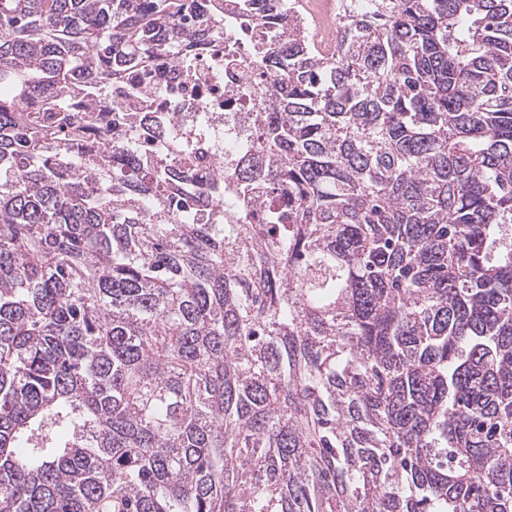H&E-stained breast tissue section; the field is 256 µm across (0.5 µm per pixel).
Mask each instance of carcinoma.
<instances>
[{
    "mask_svg": "<svg viewBox=\"0 0 512 512\" xmlns=\"http://www.w3.org/2000/svg\"><path fill=\"white\" fill-rule=\"evenodd\" d=\"M238 2L277 87L208 224L49 117L202 51L192 0H0V512H512V0H371L331 57Z\"/></svg>",
    "mask_w": 512,
    "mask_h": 512,
    "instance_id": "1",
    "label": "carcinoma"
}]
</instances>
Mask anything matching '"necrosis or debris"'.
Returning <instances> with one entry per match:
<instances>
[{"label": "necrosis or debris", "instance_id": "necrosis-or-debris-1", "mask_svg": "<svg viewBox=\"0 0 512 512\" xmlns=\"http://www.w3.org/2000/svg\"><path fill=\"white\" fill-rule=\"evenodd\" d=\"M208 16L212 37L205 53L185 64L178 49L130 69L124 78V136L172 166L190 165L195 189L234 188L221 177L227 155L241 146L233 133L246 113L267 111L276 82L259 63L248 36L239 32L233 0H195ZM345 0H302L308 18L303 32L323 55L335 50ZM143 112L156 113L164 136L140 123Z\"/></svg>", "mask_w": 512, "mask_h": 512}]
</instances>
